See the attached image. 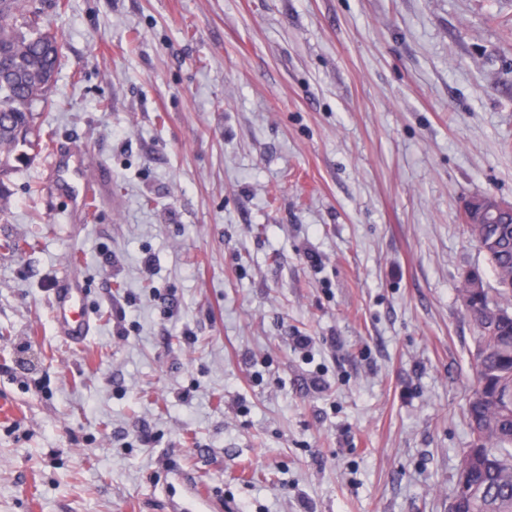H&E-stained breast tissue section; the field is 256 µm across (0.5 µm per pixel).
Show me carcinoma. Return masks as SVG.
<instances>
[{
  "label": "carcinoma",
  "instance_id": "1",
  "mask_svg": "<svg viewBox=\"0 0 512 512\" xmlns=\"http://www.w3.org/2000/svg\"><path fill=\"white\" fill-rule=\"evenodd\" d=\"M56 0H0V197L14 172L49 150L51 141L37 124L48 105L62 47L42 25L46 6ZM469 238L484 253L495 287L479 295L462 277L459 297L476 336L475 381L468 394L465 421L469 445L458 469L472 465V452L488 456L486 470L474 477L476 488L465 505L448 512H512V210L478 217L461 213Z\"/></svg>",
  "mask_w": 512,
  "mask_h": 512
}]
</instances>
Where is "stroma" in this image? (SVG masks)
<instances>
[{"label":"stroma","mask_w":512,"mask_h":512,"mask_svg":"<svg viewBox=\"0 0 512 512\" xmlns=\"http://www.w3.org/2000/svg\"><path fill=\"white\" fill-rule=\"evenodd\" d=\"M65 2L39 123L106 178L82 222L43 154L0 200V512H448L512 0ZM56 328L71 344H82L92 331V319L85 307V288L74 276H65L53 289Z\"/></svg>","instance_id":"obj_1"}]
</instances>
